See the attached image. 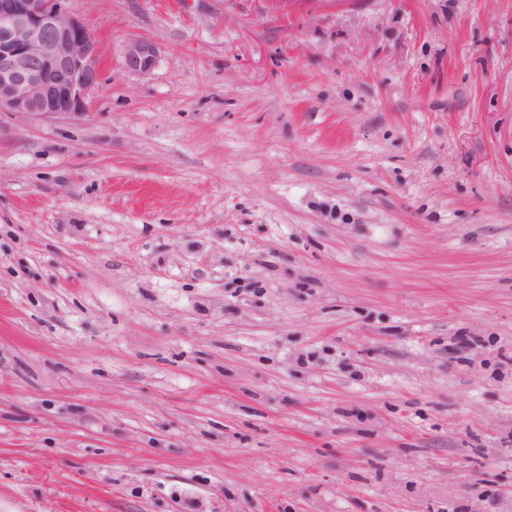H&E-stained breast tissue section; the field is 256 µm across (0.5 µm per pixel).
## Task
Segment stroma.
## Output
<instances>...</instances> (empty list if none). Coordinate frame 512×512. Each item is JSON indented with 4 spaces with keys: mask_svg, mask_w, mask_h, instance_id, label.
<instances>
[{
    "mask_svg": "<svg viewBox=\"0 0 512 512\" xmlns=\"http://www.w3.org/2000/svg\"><path fill=\"white\" fill-rule=\"evenodd\" d=\"M67 5L87 111L0 109V512H512V0ZM157 59V46L149 39H136L125 47L124 63L130 70L148 73L156 66Z\"/></svg>",
    "mask_w": 512,
    "mask_h": 512,
    "instance_id": "1",
    "label": "stroma"
}]
</instances>
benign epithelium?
<instances>
[{
  "instance_id": "benign-epithelium-1",
  "label": "benign epithelium",
  "mask_w": 512,
  "mask_h": 512,
  "mask_svg": "<svg viewBox=\"0 0 512 512\" xmlns=\"http://www.w3.org/2000/svg\"><path fill=\"white\" fill-rule=\"evenodd\" d=\"M149 39L129 42L125 66L140 73L157 63ZM102 66L98 36L65 0H0V107L36 117L87 111Z\"/></svg>"
}]
</instances>
